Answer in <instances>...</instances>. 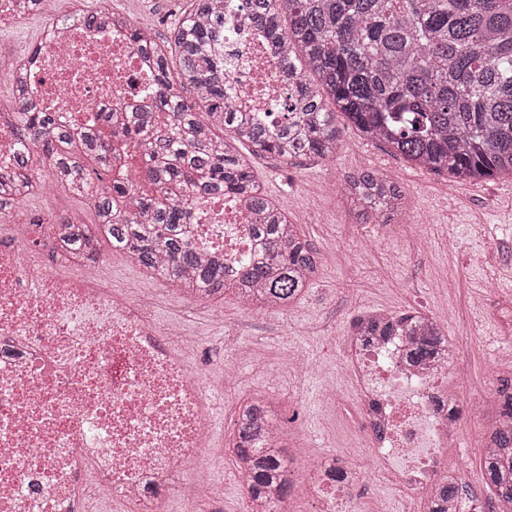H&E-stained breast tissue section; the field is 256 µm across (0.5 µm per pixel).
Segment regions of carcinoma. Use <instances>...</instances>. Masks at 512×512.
<instances>
[{"label":"carcinoma","instance_id":"obj_1","mask_svg":"<svg viewBox=\"0 0 512 512\" xmlns=\"http://www.w3.org/2000/svg\"><path fill=\"white\" fill-rule=\"evenodd\" d=\"M226 7L234 4L190 0L166 37L177 54L174 70L153 29L134 33L137 50L151 54L155 94L116 115L103 113L97 130L37 110L25 97V69L14 72L15 152L0 166V211L43 186L35 178L43 169L46 182L89 198L96 215L91 225L58 221L61 257L91 258L106 240L190 296L230 292L263 310H285L315 278L318 258L238 146L327 160L339 146V111L416 168L462 184L512 176V0H243L247 23L264 31L291 79L278 127L238 111L227 96L239 55L224 34ZM79 19L110 25L120 16L100 8ZM218 127L227 136L217 135ZM114 138L143 153L148 190L132 177L89 180L87 158L112 171ZM343 191L362 224H387L405 208L403 188L372 170L347 179ZM224 194L249 200L252 230L262 242L230 276L223 260L200 257L180 231L195 208ZM353 322V335L366 343L413 337L406 360L415 365L432 362L448 344L443 328L414 311L361 313ZM275 419L272 404L244 402L232 458L247 472L249 497L264 499L275 485L274 506L283 512L294 485L281 447L268 439ZM488 440L499 448L483 457L494 498L482 501L452 471L432 491L428 512H448L453 502L458 512H512V428L497 427Z\"/></svg>","mask_w":512,"mask_h":512}]
</instances>
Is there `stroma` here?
I'll use <instances>...</instances> for the list:
<instances>
[{"instance_id":"stroma-1","label":"stroma","mask_w":512,"mask_h":512,"mask_svg":"<svg viewBox=\"0 0 512 512\" xmlns=\"http://www.w3.org/2000/svg\"><path fill=\"white\" fill-rule=\"evenodd\" d=\"M148 18L158 37H166L187 6L186 0H58L57 16L99 6ZM340 146L331 161L281 158L254 153L242 145L255 176L271 200L288 204L318 257V272L292 307L255 310L234 295L212 300L187 296L153 276L110 245L101 256L112 266L115 284L132 282L160 300L152 319L180 315L201 334L188 359L201 367L224 393V412L214 434L230 446L238 405L253 393L275 390L285 434L284 448L304 442L313 448L349 444L355 435L347 420L326 406L324 390L334 381L343 356L350 319L360 312L420 310L437 320L458 344L461 402L479 398V410L462 421L459 443L448 463L483 492L482 448L495 413V383L488 363L492 349L512 350V178L454 182L413 167L382 143L367 139L345 118ZM371 168L401 185L405 212L389 224L356 223L340 184L349 172ZM21 211L95 221L88 200L55 189L28 197ZM239 347L252 351L251 362L226 378L224 364ZM292 349L306 351L314 368L296 375L288 364ZM232 457L221 470L223 495L201 505L202 512H243L247 493L235 480Z\"/></svg>"}]
</instances>
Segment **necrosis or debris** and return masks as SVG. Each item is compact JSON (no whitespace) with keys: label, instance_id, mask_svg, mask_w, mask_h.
Instances as JSON below:
<instances>
[{"label":"necrosis or debris","instance_id":"obj_1","mask_svg":"<svg viewBox=\"0 0 512 512\" xmlns=\"http://www.w3.org/2000/svg\"><path fill=\"white\" fill-rule=\"evenodd\" d=\"M243 47L228 89L239 111L278 124L290 86L265 36L238 12L224 16ZM123 23L47 24L34 65L0 42L5 66L27 65V96L40 111L95 126L101 113L152 92ZM204 256L231 270L258 251L251 219L231 195L205 202L190 226ZM53 238L28 220L0 219V512H88L116 501L127 512H194L217 494L198 467L218 407L205 373L184 355L197 342L182 321H153L149 292L117 289L104 260L77 275L48 264ZM408 339L362 347L346 339L341 371L358 392L362 442L329 454L295 449L311 471L316 512H365L362 481L392 475L406 495L435 487L457 441L448 408L459 396L450 359L405 358Z\"/></svg>","mask_w":512,"mask_h":512}]
</instances>
